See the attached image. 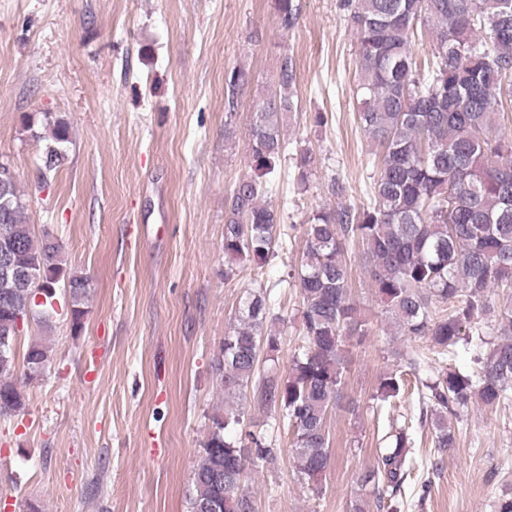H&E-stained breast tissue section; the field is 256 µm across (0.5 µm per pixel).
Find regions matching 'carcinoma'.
Here are the masks:
<instances>
[{"instance_id":"carcinoma-1","label":"carcinoma","mask_w":512,"mask_h":512,"mask_svg":"<svg viewBox=\"0 0 512 512\" xmlns=\"http://www.w3.org/2000/svg\"><path fill=\"white\" fill-rule=\"evenodd\" d=\"M344 19L356 31L358 109L361 129L380 148L373 199L362 209L339 207L310 215L304 227L300 265L287 272L303 297L298 351L288 376L258 369L261 351L279 350L282 331L271 315L269 297L248 292L224 334L212 366L224 396V412L211 427L193 475L190 512H255L245 489L251 467L277 460L266 437L242 433L248 402L293 427L292 458L298 480L314 495L325 491L332 466L331 410L343 400L346 345L362 344L371 321L348 289L349 268L342 258L346 241L362 245L366 273L375 297L405 336H419L447 361L462 342H485L500 328L476 367L461 371L445 365L419 380L418 421L435 431V447L455 446L448 417L477 403L494 408L512 393V138L499 118L512 106V0H339ZM301 0H276L279 27L298 25ZM430 32L432 57L418 65L412 39ZM292 57L280 62L281 91L259 103L248 130L252 174L239 180L225 199L224 255L264 263L274 254L281 213L264 200L271 177L285 156L283 119L297 111L292 88ZM227 112L224 137H233L237 98L249 76L225 72ZM45 134L57 143L42 158V173L65 159L59 145L69 142L70 124L44 115ZM25 193L11 181L0 196V245H18L17 265H42L51 272L36 302L37 289L0 276V415L25 406L16 377L17 319L49 321L57 290L70 300L72 332L82 331L89 300L88 277L67 267L62 245L47 231L36 235L25 219ZM492 288L506 293L494 300ZM53 357L38 339L24 354L25 379H39ZM413 375L424 360L414 351L395 352ZM381 400L400 393L399 380H381ZM415 439L406 425L385 434L376 465L363 482L378 508L398 512L404 485L415 468Z\"/></svg>"}]
</instances>
